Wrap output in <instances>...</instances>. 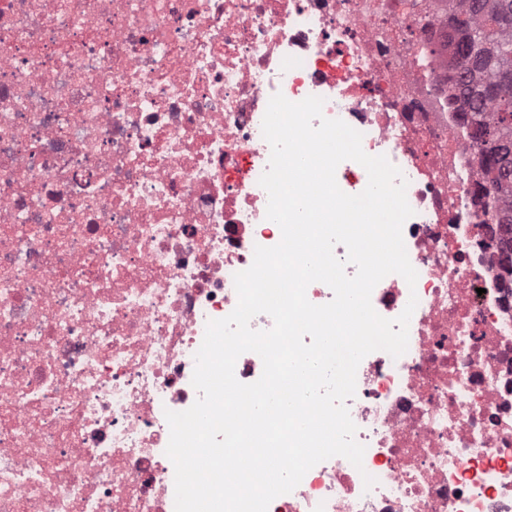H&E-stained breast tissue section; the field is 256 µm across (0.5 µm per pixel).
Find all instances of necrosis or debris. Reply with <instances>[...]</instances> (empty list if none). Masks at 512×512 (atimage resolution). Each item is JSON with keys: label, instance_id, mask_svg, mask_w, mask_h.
<instances>
[{"label": "necrosis or debris", "instance_id": "4bbe7bcc", "mask_svg": "<svg viewBox=\"0 0 512 512\" xmlns=\"http://www.w3.org/2000/svg\"><path fill=\"white\" fill-rule=\"evenodd\" d=\"M448 0H0V512H175L166 411L206 324L279 243L272 95L323 98L407 180L418 304L360 362L365 453L268 512H512V278L448 43ZM375 480L365 488L364 476Z\"/></svg>", "mask_w": 512, "mask_h": 512}]
</instances>
